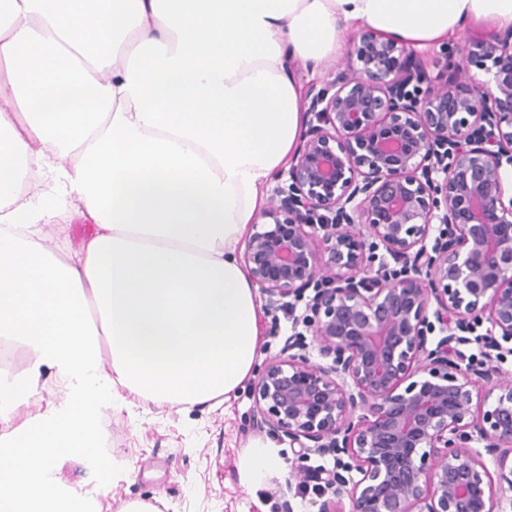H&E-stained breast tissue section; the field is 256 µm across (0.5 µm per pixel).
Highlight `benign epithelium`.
Segmentation results:
<instances>
[{
  "mask_svg": "<svg viewBox=\"0 0 512 512\" xmlns=\"http://www.w3.org/2000/svg\"><path fill=\"white\" fill-rule=\"evenodd\" d=\"M443 55L433 80L415 50L368 31L337 76L304 87L303 140L246 244L270 307L306 301L325 360L297 331L251 388L253 427L295 449L288 481L331 494L318 512L345 497L350 512L512 508V377L498 366L512 354V29ZM380 248L394 266L374 267ZM474 341L478 363L461 350ZM478 381L501 391L481 415ZM312 454L333 468L308 469Z\"/></svg>",
  "mask_w": 512,
  "mask_h": 512,
  "instance_id": "7a95c632",
  "label": "benign epithelium"
}]
</instances>
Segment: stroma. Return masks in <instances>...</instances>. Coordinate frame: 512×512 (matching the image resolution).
<instances>
[{
  "label": "stroma",
  "mask_w": 512,
  "mask_h": 512,
  "mask_svg": "<svg viewBox=\"0 0 512 512\" xmlns=\"http://www.w3.org/2000/svg\"><path fill=\"white\" fill-rule=\"evenodd\" d=\"M50 246L77 248L92 225L82 223L70 203H59L43 226ZM260 303L258 362L279 355L292 321ZM250 385H243L215 408L179 409L128 395L118 389L112 410L97 426L99 459L68 471V479L93 477L101 491L124 501L153 500L159 512H281L290 501L293 512H317L314 484H287L294 451L287 440L253 428ZM272 447L281 468L257 490L239 479V462L255 444Z\"/></svg>",
  "instance_id": "stroma-1"
}]
</instances>
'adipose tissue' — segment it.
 Segmentation results:
<instances>
[{
  "label": "adipose tissue",
  "instance_id": "ef3b65f1",
  "mask_svg": "<svg viewBox=\"0 0 512 512\" xmlns=\"http://www.w3.org/2000/svg\"><path fill=\"white\" fill-rule=\"evenodd\" d=\"M512 27V0H0V339L27 366L0 393V512H158L75 492L123 388L214 407L250 377L259 308L236 250L305 130L294 63L366 26L413 48L468 23ZM74 202L93 233L49 249ZM60 401L23 414L43 373ZM239 464L260 488L278 468Z\"/></svg>",
  "mask_w": 512,
  "mask_h": 512
}]
</instances>
